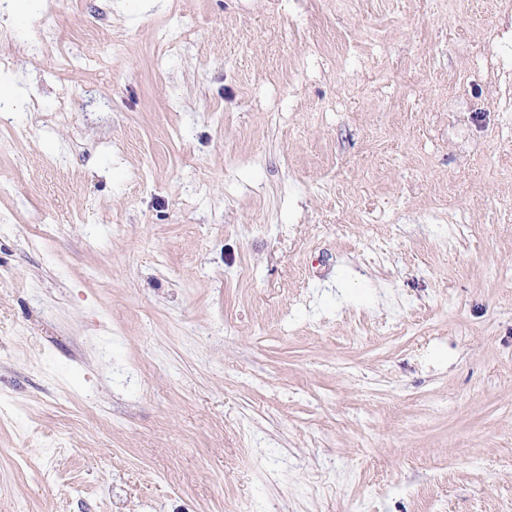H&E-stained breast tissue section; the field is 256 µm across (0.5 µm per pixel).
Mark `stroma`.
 Returning <instances> with one entry per match:
<instances>
[{
    "label": "stroma",
    "mask_w": 512,
    "mask_h": 512,
    "mask_svg": "<svg viewBox=\"0 0 512 512\" xmlns=\"http://www.w3.org/2000/svg\"><path fill=\"white\" fill-rule=\"evenodd\" d=\"M14 5L0 512H512V0Z\"/></svg>",
    "instance_id": "stroma-1"
}]
</instances>
